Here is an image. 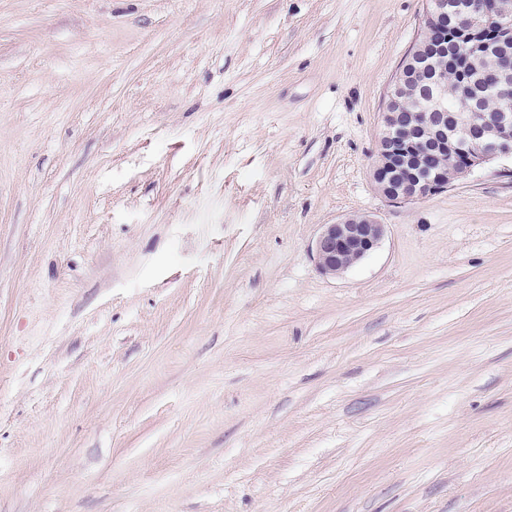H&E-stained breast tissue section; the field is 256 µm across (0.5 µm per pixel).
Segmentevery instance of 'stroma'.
<instances>
[{"instance_id": "35a3bbf8", "label": "stroma", "mask_w": 512, "mask_h": 512, "mask_svg": "<svg viewBox=\"0 0 512 512\" xmlns=\"http://www.w3.org/2000/svg\"><path fill=\"white\" fill-rule=\"evenodd\" d=\"M423 3L0 0V512H512V159L372 178ZM384 227L375 218L363 214L324 225L314 245L318 267L328 275L343 273L378 246Z\"/></svg>"}]
</instances>
